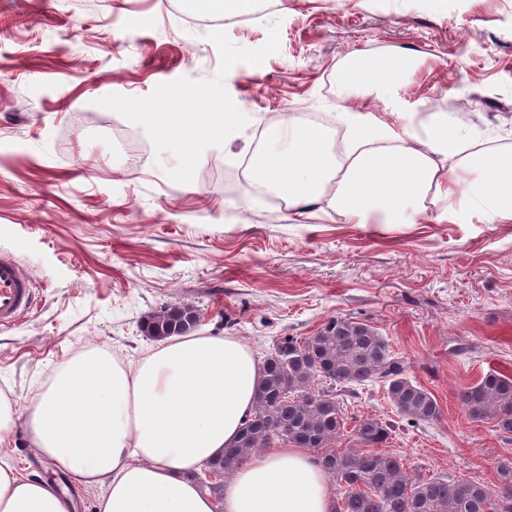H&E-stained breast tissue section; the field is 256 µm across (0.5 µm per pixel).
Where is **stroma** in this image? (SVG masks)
I'll use <instances>...</instances> for the list:
<instances>
[{
    "label": "stroma",
    "mask_w": 512,
    "mask_h": 512,
    "mask_svg": "<svg viewBox=\"0 0 512 512\" xmlns=\"http://www.w3.org/2000/svg\"><path fill=\"white\" fill-rule=\"evenodd\" d=\"M170 0H0V250L31 273L35 301L0 329V390L17 414L87 345L133 362L155 348L140 323L195 306L197 333L264 356L329 318L387 336L442 415L388 445L411 466L496 483L512 459L456 394L512 366V223L461 212L402 227L297 218L233 176L248 153L216 137L187 151L139 118L194 92L190 108L258 118L447 112L512 142V0H280L266 15L199 26ZM410 53L390 89H344L349 54ZM137 130L144 161L117 158L112 127ZM23 476L57 477L94 512L98 488L36 457L23 429L0 440Z\"/></svg>",
    "instance_id": "35a3bbf8"
}]
</instances>
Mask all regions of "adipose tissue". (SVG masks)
<instances>
[{
  "instance_id": "obj_1",
  "label": "adipose tissue",
  "mask_w": 512,
  "mask_h": 512,
  "mask_svg": "<svg viewBox=\"0 0 512 512\" xmlns=\"http://www.w3.org/2000/svg\"><path fill=\"white\" fill-rule=\"evenodd\" d=\"M402 51L350 55L344 87L386 89L409 70ZM188 146L216 133L245 139L234 115L145 112ZM333 125L289 112L269 120L249 158L253 181L274 189L297 217L318 205L345 221L402 225L467 209L512 222V144L447 112H409L396 129L368 112H337ZM466 189H459V181ZM260 363L246 344L173 336L135 362L90 346L47 379L17 415L0 392V434L23 426L39 457L84 486L101 487L96 512H214L193 474L223 452L250 415ZM56 481L23 477L0 462V512H69ZM224 512H331L328 476L306 450L252 455L224 486Z\"/></svg>"
}]
</instances>
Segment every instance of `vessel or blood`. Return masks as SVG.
I'll list each match as a JSON object with an SVG mask.
<instances>
[{
  "instance_id": "b4317fda",
  "label": "vessel or blood",
  "mask_w": 512,
  "mask_h": 512,
  "mask_svg": "<svg viewBox=\"0 0 512 512\" xmlns=\"http://www.w3.org/2000/svg\"><path fill=\"white\" fill-rule=\"evenodd\" d=\"M34 305V288L26 267L8 251H0V328L25 317Z\"/></svg>"
}]
</instances>
